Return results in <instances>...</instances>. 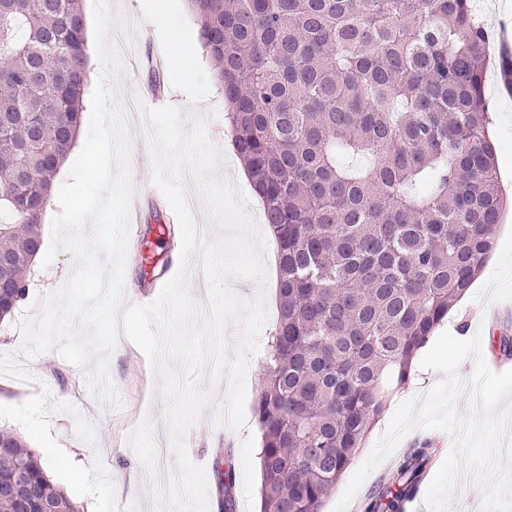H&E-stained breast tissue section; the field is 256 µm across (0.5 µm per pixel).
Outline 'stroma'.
<instances>
[{"instance_id":"1","label":"stroma","mask_w":512,"mask_h":512,"mask_svg":"<svg viewBox=\"0 0 512 512\" xmlns=\"http://www.w3.org/2000/svg\"><path fill=\"white\" fill-rule=\"evenodd\" d=\"M114 21L109 41L122 55L126 66L118 78L119 102L132 107L134 98H147L154 89H161L167 103L188 113H212L209 123L211 139L221 148V176L237 185L246 201V208L255 222H262L263 209L249 183L242 181L239 159L228 146L230 139L224 96L212 77V64L204 50L184 62H176V45L167 33L148 21L149 0H113ZM163 62L159 86H152L151 73L140 62L148 56ZM484 93L492 106L489 131L496 147L499 189L504 193L506 207L497 229V244L476 278L468 297L452 307L442 330L456 338L480 337L482 355L496 372L512 369V359H499L494 347L496 338L512 336V97L500 88L495 73H487ZM134 143L130 159L132 178L138 190L139 231H146L156 217L172 212L160 189L144 192L142 185L152 178L150 154L139 118H132ZM75 268L73 255L60 251L51 263L35 262L27 298L14 315L0 328V352L16 350L21 343L17 329L24 316L38 314L44 297L60 287ZM265 361L264 351H257L250 361L247 375L245 407L247 426L240 431L218 427L213 423L215 406H208L198 422L187 432L185 443L190 459L205 469H212L216 458L231 454L237 478L234 490L236 512H259L261 469L257 458L261 433L252 412L260 389ZM28 368L31 382L0 374V405L23 403L41 387H48L54 401L62 403L63 411L51 419V434L58 445L76 463L90 467L102 462L116 488L120 512L136 507L137 512H151L152 484L166 485L174 470L170 437L164 406L157 395L149 363L143 353L126 337H119L110 355L109 377L123 399L121 409L112 410L100 403L87 384L88 369L65 361L57 352L49 351L33 359ZM83 415L96 427L95 443L80 438L76 431V415ZM150 421L158 448L156 482H149L145 471H133L138 458L128 443L131 431L142 421ZM430 444L433 468H440L451 448V437L441 430L416 429L400 443L395 453L383 461L363 482L350 502L355 512H364L378 486L395 471L401 456L411 448Z\"/></svg>"}]
</instances>
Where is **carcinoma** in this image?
I'll list each match as a JSON object with an SVG mask.
<instances>
[{
    "label": "carcinoma",
    "instance_id": "obj_1",
    "mask_svg": "<svg viewBox=\"0 0 512 512\" xmlns=\"http://www.w3.org/2000/svg\"><path fill=\"white\" fill-rule=\"evenodd\" d=\"M81 0H0V322L27 292L53 178L83 117ZM231 145L278 246L275 328L255 399L260 512H322L413 361L496 245L486 28L469 0H187ZM410 449L367 512H406ZM0 512H82L0 428ZM235 512L234 465L214 473Z\"/></svg>",
    "mask_w": 512,
    "mask_h": 512
}]
</instances>
